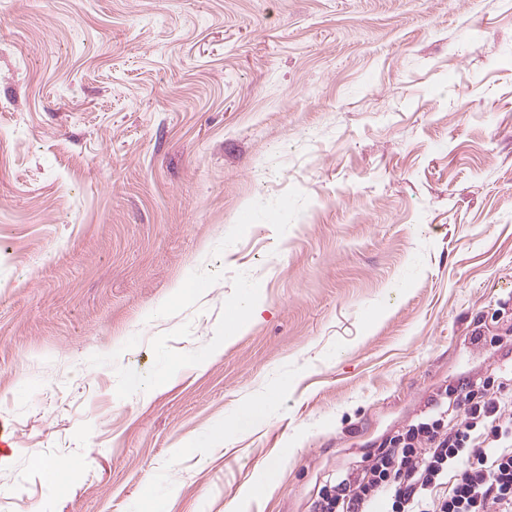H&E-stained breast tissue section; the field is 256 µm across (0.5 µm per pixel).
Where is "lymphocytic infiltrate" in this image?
Masks as SVG:
<instances>
[{"label":"lymphocytic infiltrate","mask_w":512,"mask_h":512,"mask_svg":"<svg viewBox=\"0 0 512 512\" xmlns=\"http://www.w3.org/2000/svg\"><path fill=\"white\" fill-rule=\"evenodd\" d=\"M312 512H512V367L446 386Z\"/></svg>","instance_id":"obj_1"}]
</instances>
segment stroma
I'll return each mask as SVG.
<instances>
[{
  "label": "stroma",
  "instance_id": "35a3bbf8",
  "mask_svg": "<svg viewBox=\"0 0 512 512\" xmlns=\"http://www.w3.org/2000/svg\"><path fill=\"white\" fill-rule=\"evenodd\" d=\"M480 329L512 0H0V512H309ZM266 404L265 399H257L245 404L239 410L237 418L232 423V428L241 430L264 419Z\"/></svg>",
  "mask_w": 512,
  "mask_h": 512
}]
</instances>
